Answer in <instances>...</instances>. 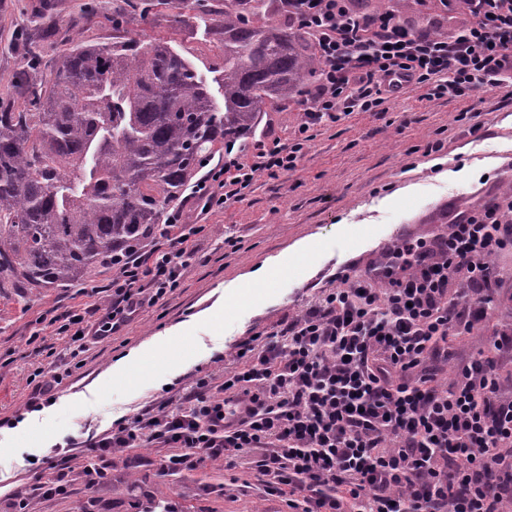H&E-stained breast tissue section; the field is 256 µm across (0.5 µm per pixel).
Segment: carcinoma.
I'll use <instances>...</instances> for the list:
<instances>
[{
  "label": "carcinoma",
  "mask_w": 512,
  "mask_h": 512,
  "mask_svg": "<svg viewBox=\"0 0 512 512\" xmlns=\"http://www.w3.org/2000/svg\"><path fill=\"white\" fill-rule=\"evenodd\" d=\"M280 0H224L215 101L170 44L76 43L57 59L37 111L0 112V288L86 282L138 249L203 155L254 129L267 107L319 73Z\"/></svg>",
  "instance_id": "1"
}]
</instances>
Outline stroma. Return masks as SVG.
I'll return each mask as SVG.
<instances>
[{
	"instance_id": "stroma-1",
	"label": "stroma",
	"mask_w": 512,
	"mask_h": 512,
	"mask_svg": "<svg viewBox=\"0 0 512 512\" xmlns=\"http://www.w3.org/2000/svg\"><path fill=\"white\" fill-rule=\"evenodd\" d=\"M396 15L424 14L449 30L471 21L461 0H396ZM146 40L175 47L206 81L215 100L224 55L216 33L224 25V0H190L184 10L171 0H0V107L31 111L30 95L19 94L17 74L39 86L71 43L108 44L118 31L117 14ZM299 100L262 113L252 140L292 137ZM480 115L471 132L467 113ZM443 149L425 155L429 142ZM512 186V94L507 89L472 97L426 99L410 91L388 104L384 114L357 112L313 130L295 171L256 181L239 202L202 216L194 200H178L205 231L196 240L199 258L183 272L181 284L164 300L145 308L120 335L92 343L84 367L73 370L53 402L30 412L23 404L36 368L56 370L70 360L69 337L55 335L38 318L51 309H79L101 299L112 285L113 269L94 274L77 287L39 288L19 294L0 289V512H10V492L35 481L28 460L53 455L56 446L82 441L139 414L164 399H182L198 379L220 383L224 365L244 338L296 316L321 289L338 287L336 275L351 267L365 270L382 258L394 229L406 237H428L451 211L497 200ZM236 237L237 252H225L222 239ZM310 238L316 253L294 257L285 277L268 287L263 305L228 304L224 289L268 258ZM504 282L482 331L454 343L458 357L475 354L493 330L512 323V249L495 258ZM179 325L191 327L182 346L129 380L107 376L112 364ZM166 450L153 445L107 457L109 478L88 486L82 456L68 463L74 494L43 499L35 512H140L143 505L176 504L178 512H288L284 499L264 495L251 470H225L223 461L196 470L160 476Z\"/></svg>"
}]
</instances>
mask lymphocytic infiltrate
<instances>
[{"instance_id": "obj_1", "label": "lymphocytic infiltrate", "mask_w": 512, "mask_h": 512, "mask_svg": "<svg viewBox=\"0 0 512 512\" xmlns=\"http://www.w3.org/2000/svg\"><path fill=\"white\" fill-rule=\"evenodd\" d=\"M346 0H285L314 39L318 82L289 141L252 154L225 148L224 161L191 188L202 213L241 200L259 177L294 171L315 126L356 112H384L407 90L469 97L512 87V0H463L473 25L438 36L413 31L391 12L365 20ZM164 242L120 261L104 319L89 306L47 318L77 342L123 331L147 306L180 286L195 259L199 224L170 212ZM512 249V193L457 212L432 239L390 245L382 277L340 272L341 287L301 314L243 341L219 386L199 380L187 401L167 399L83 441L89 485L108 478L98 459L126 448H169L163 476L217 459L249 458L266 495L292 512H512V392L497 365L512 359V326L457 366L449 385L428 370L453 340L483 328L501 284L493 259ZM72 494L65 469L40 463L35 484L13 495Z\"/></svg>"}]
</instances>
